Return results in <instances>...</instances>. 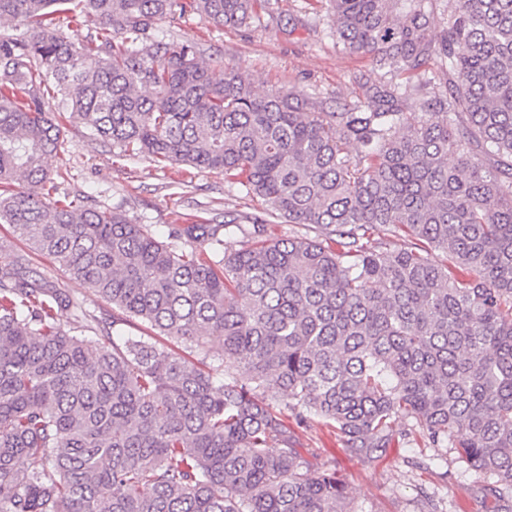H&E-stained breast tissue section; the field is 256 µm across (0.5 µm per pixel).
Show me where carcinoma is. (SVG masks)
Masks as SVG:
<instances>
[{"instance_id": "obj_1", "label": "carcinoma", "mask_w": 512, "mask_h": 512, "mask_svg": "<svg viewBox=\"0 0 512 512\" xmlns=\"http://www.w3.org/2000/svg\"><path fill=\"white\" fill-rule=\"evenodd\" d=\"M254 2L0 0V223L29 247L0 252V512H372L301 455L315 421L369 462L450 448L512 499V0H328L336 45L405 75H360L342 112L153 32L188 11L249 27ZM67 123L260 207L161 242L59 195L43 159ZM273 222L307 234L270 239ZM137 322L184 353L114 339ZM215 343L235 359L218 382L199 366ZM34 261L38 270L48 281L55 283L59 288H64L75 293L80 298H83L85 307L90 313L98 316L101 315V313H107L112 316V304L101 299L87 287L69 280L58 262L41 256H35Z\"/></svg>"}]
</instances>
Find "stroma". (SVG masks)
Masks as SVG:
<instances>
[{
  "mask_svg": "<svg viewBox=\"0 0 512 512\" xmlns=\"http://www.w3.org/2000/svg\"><path fill=\"white\" fill-rule=\"evenodd\" d=\"M312 6V0H281L278 11L258 27L218 29L189 12L174 21H159L156 28L165 40L196 43L205 56L247 74L257 91L283 88L343 103L357 101L362 90L356 77L368 70L369 61L342 51L329 32L327 17L314 15ZM47 165L62 173V192L122 209L150 225L162 241L168 240L172 228L207 220L219 223L225 213L246 214L256 207L237 187L225 183L223 174L196 170L191 184H183L176 170L160 168L145 156H118L116 149L93 141L79 125L69 126L64 150L48 158ZM35 263L48 281L83 298L90 313H111L110 303L69 280L55 260L39 256ZM299 446L315 465L334 453L336 471L348 479L353 497L372 504L375 512H416L423 487L434 494L441 512H512V502L489 499L482 476L462 462L452 460L424 472L412 464L419 449L404 448L371 464L345 454L334 433L318 423L300 434Z\"/></svg>",
  "mask_w": 512,
  "mask_h": 512,
  "instance_id": "obj_1",
  "label": "stroma"
}]
</instances>
